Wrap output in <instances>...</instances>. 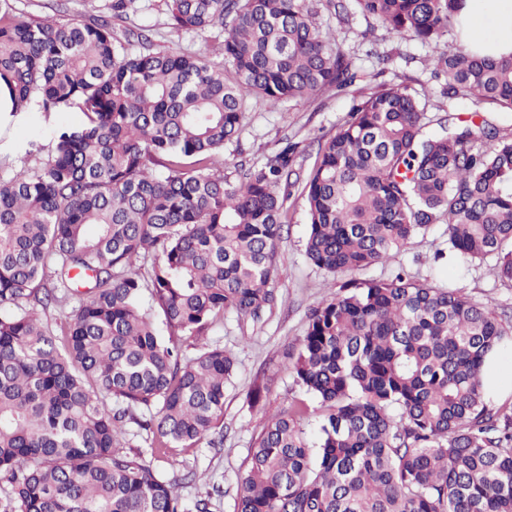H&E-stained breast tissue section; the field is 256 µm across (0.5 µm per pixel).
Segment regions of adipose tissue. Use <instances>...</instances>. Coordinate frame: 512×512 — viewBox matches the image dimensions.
I'll return each mask as SVG.
<instances>
[{
    "mask_svg": "<svg viewBox=\"0 0 512 512\" xmlns=\"http://www.w3.org/2000/svg\"><path fill=\"white\" fill-rule=\"evenodd\" d=\"M459 21V43L472 53L492 58L512 54V0H464ZM483 391L491 403L512 394V362L503 350L485 359Z\"/></svg>",
    "mask_w": 512,
    "mask_h": 512,
    "instance_id": "1",
    "label": "adipose tissue"
}]
</instances>
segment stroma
<instances>
[{
  "label": "stroma",
  "mask_w": 512,
  "mask_h": 512,
  "mask_svg": "<svg viewBox=\"0 0 512 512\" xmlns=\"http://www.w3.org/2000/svg\"><path fill=\"white\" fill-rule=\"evenodd\" d=\"M109 0H16L17 8L34 17L57 20H88L90 16H108ZM138 12L129 21L113 20L115 33L138 25L151 28L156 49L178 48L206 56L211 64L223 67L226 79H233L218 46L224 38L221 29L205 31L171 30L166 25L165 0H138ZM347 20L318 0V21L325 30L336 32L339 44L359 74L345 91H328L305 101L271 105L258 95L244 105V120L236 138L224 147V177L235 183L241 165H264L285 140L301 142L305 152L300 159L303 171H310L321 144L334 136L345 122L352 105L381 83L404 84L426 104L428 117L454 106L457 113L468 114V100L448 102L442 85L431 76V61L443 48L454 44V35L438 43H422L397 37L372 17L363 15L356 0H346ZM82 119L74 108L44 112L32 109L23 122L0 129V179L14 170L34 168L44 162L52 150L51 132L59 126H75ZM284 230L279 242L280 275L275 283L276 305L260 320L225 314L209 330V341L223 344L234 352L236 371L224 391V443L219 448H197L176 456L175 463L158 461L164 473L196 471L197 482L182 491L185 499L203 492L206 485H219L221 492L211 499L210 512H234L235 488L244 471L249 450L262 432L270 415L294 402L307 403L311 413L304 428L310 444L318 442L319 416L311 396L299 385L291 371L289 351L307 327V315L339 290L343 278L312 265L305 255L308 234L305 199L301 188H293L283 216ZM448 249L447 227L433 225L426 236L414 243L394 261L357 272L356 280H386L404 272L414 280L435 279L461 289L475 301L490 304L495 310L512 312V283L501 281L494 260L464 264L447 255L435 261L437 252ZM262 386L264 397L252 401L254 386Z\"/></svg>",
  "instance_id": "stroma-1"
}]
</instances>
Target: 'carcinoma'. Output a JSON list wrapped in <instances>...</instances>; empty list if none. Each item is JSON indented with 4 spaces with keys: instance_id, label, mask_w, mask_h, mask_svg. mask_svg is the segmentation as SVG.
Here are the masks:
<instances>
[{
    "instance_id": "cac0c4a2",
    "label": "carcinoma",
    "mask_w": 512,
    "mask_h": 512,
    "mask_svg": "<svg viewBox=\"0 0 512 512\" xmlns=\"http://www.w3.org/2000/svg\"><path fill=\"white\" fill-rule=\"evenodd\" d=\"M356 2L422 42L456 29L458 0ZM135 3L59 22L0 0L16 108L83 115L54 131L46 162L0 181V512H209L219 487L190 504L195 473L169 477L148 457L220 447L236 361L203 336L228 311L258 320L276 304L302 153L287 140L234 186L224 144L251 95L275 106L358 78L311 0H168L170 29H224L232 83L199 55L153 49L143 26L118 37L112 19ZM432 65L470 118L426 119L403 84L356 101L303 186L316 267L355 274L445 224L461 260L492 258L512 283V132L490 120L512 113V55L453 44ZM507 335L490 305L400 273L333 293L289 354L323 408L318 446L304 404L273 414L235 512H512V416L482 393L483 360ZM132 425L147 450L122 445Z\"/></svg>"
}]
</instances>
